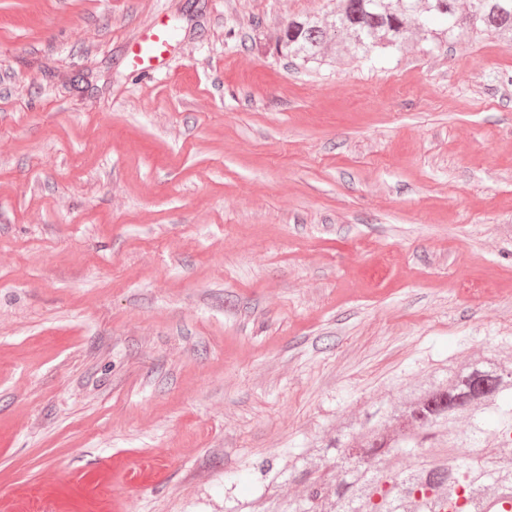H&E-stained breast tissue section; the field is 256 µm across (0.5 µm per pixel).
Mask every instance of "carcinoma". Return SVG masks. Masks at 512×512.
Masks as SVG:
<instances>
[{"label": "carcinoma", "instance_id": "carcinoma-1", "mask_svg": "<svg viewBox=\"0 0 512 512\" xmlns=\"http://www.w3.org/2000/svg\"><path fill=\"white\" fill-rule=\"evenodd\" d=\"M411 16L438 42L512 40V0H472L466 12L457 0H342L331 21H288L278 50L318 67L343 30L369 60L408 38ZM294 458L287 470L262 466L269 486L302 488L274 512H512V358L450 361ZM393 458L408 463L394 469Z\"/></svg>", "mask_w": 512, "mask_h": 512}]
</instances>
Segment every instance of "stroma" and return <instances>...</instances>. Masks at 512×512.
Returning <instances> with one entry per match:
<instances>
[{"mask_svg":"<svg viewBox=\"0 0 512 512\" xmlns=\"http://www.w3.org/2000/svg\"><path fill=\"white\" fill-rule=\"evenodd\" d=\"M338 6L0 0V512H267L257 463L512 350V42L276 52ZM169 48V33L163 23H155L138 44L133 60L136 67L151 70L161 66Z\"/></svg>","mask_w":512,"mask_h":512,"instance_id":"obj_1","label":"stroma"}]
</instances>
